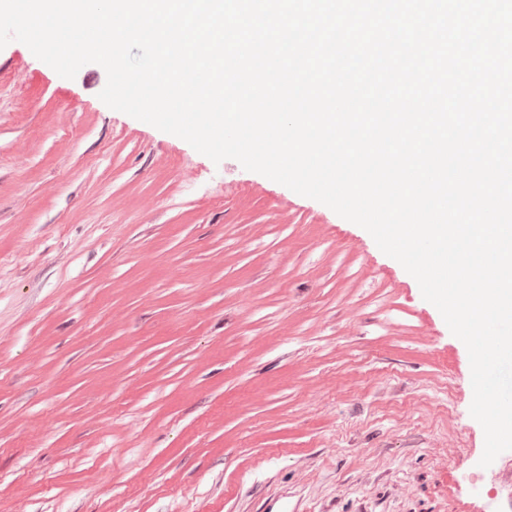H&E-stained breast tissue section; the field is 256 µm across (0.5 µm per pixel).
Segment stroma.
<instances>
[{
	"instance_id": "35a3bbf8",
	"label": "stroma",
	"mask_w": 512,
	"mask_h": 512,
	"mask_svg": "<svg viewBox=\"0 0 512 512\" xmlns=\"http://www.w3.org/2000/svg\"><path fill=\"white\" fill-rule=\"evenodd\" d=\"M0 49V512H512L372 236Z\"/></svg>"
}]
</instances>
